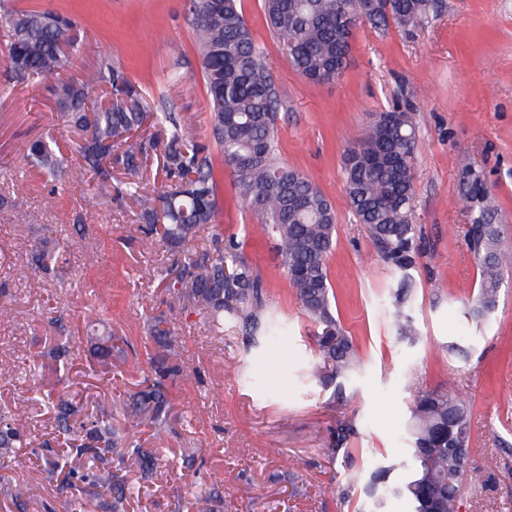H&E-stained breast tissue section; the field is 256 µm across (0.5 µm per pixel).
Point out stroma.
<instances>
[{"instance_id": "stroma-1", "label": "stroma", "mask_w": 512, "mask_h": 512, "mask_svg": "<svg viewBox=\"0 0 512 512\" xmlns=\"http://www.w3.org/2000/svg\"><path fill=\"white\" fill-rule=\"evenodd\" d=\"M243 12L283 93L278 120L281 159L300 169L336 211V246L328 264L334 314L362 361L343 404L329 403L313 375L311 321L303 314L272 246L246 233L255 217L234 199L222 169L225 232L245 234V251L260 271L285 332L272 347L247 350L232 324L215 334L204 309L175 310L172 323L186 375L173 389L182 417L168 438L159 488L141 489L134 512H168L162 487L178 488L184 512H196L184 449L204 459L224 485V512H355L344 502L350 479L404 457V430L418 393L453 389L471 407L470 489L461 512H512V272H505L497 307L481 324L468 302L479 272L467 246L469 219L459 204L460 170L483 169L489 195L507 226L512 251V0H442L422 28L389 25L357 30L348 66L337 81L313 84L283 56L268 30L261 0ZM51 9L73 18L71 62L25 84L11 83L0 54V410L27 415L32 442L54 437L51 415L32 404L48 385L33 358L50 338L48 321L68 322L77 350L70 377L83 397L116 398L139 373L134 359L115 360L111 373L88 368L86 322L102 314L116 333L140 343L143 322L163 297L165 247L146 237L130 197H111L71 164L64 190L27 164L29 140H64L52 115L58 79L81 80L109 55L122 58L133 82L192 117L199 139L212 143L206 87L193 40L190 0H0V15ZM408 108L415 114V196L412 218L424 252L411 271L409 314L416 343L399 341L391 290L396 274L346 201L342 155L374 113ZM25 213L30 226L18 224ZM42 240L64 244L55 272H29ZM94 250L97 261L83 257ZM352 419L350 458L329 462L328 429ZM30 449H17L9 478L28 483V512H43L54 483L40 474Z\"/></svg>"}]
</instances>
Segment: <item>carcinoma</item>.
I'll return each mask as SVG.
<instances>
[{"instance_id":"1","label":"carcinoma","mask_w":512,"mask_h":512,"mask_svg":"<svg viewBox=\"0 0 512 512\" xmlns=\"http://www.w3.org/2000/svg\"><path fill=\"white\" fill-rule=\"evenodd\" d=\"M190 12L219 156L199 142L190 119L162 112L148 100L128 79L118 57L101 59L82 82L56 83V120L67 129L71 157L98 189L112 194L113 172H121V190L136 200L142 231L169 247L170 280L163 289V303L171 310L177 305L205 309L219 333L224 332V321L233 320L246 345L258 348L280 335L282 328L271 318L266 286L245 252L244 240L217 230L202 249L189 248L201 230L216 227L217 171L227 166L237 201L256 216L259 233L274 242L303 311L321 328L314 336L322 356L315 376L323 388L332 389V402H344L346 387L360 370V358L353 338L344 334L333 314L328 259L336 242L335 210L306 174L278 156L275 135L283 94L240 0H191ZM436 12L434 0L263 4L266 26L279 49L295 71L316 84L330 72L339 77L345 71L357 15H364L372 28L385 30L392 22L422 26ZM9 23L11 80L25 82L70 63L60 50L62 41L71 48L76 44L69 17L49 9L17 10ZM94 87L105 89L108 103L90 100ZM415 140L412 112H385L360 138L361 156L349 149L343 159L348 204L398 276L394 328L401 341L411 344L418 340V332L401 308L411 297L410 270L421 255V229L412 222ZM154 153L162 159L164 178L160 187L148 191L140 187V179ZM26 157L53 182L50 193H55L68 163L56 141H29ZM460 189L480 272L469 315L481 321L497 306L504 270L512 267V252L502 246L499 224L491 223L499 213L484 187L483 171L464 167ZM60 259V252L42 245L33 252L31 267L46 274ZM50 326L53 344L39 352V367L60 382L73 364L71 336L60 317ZM145 335L152 347L147 372L120 402H100L89 414L68 391L38 401L53 414L56 432L69 440L67 447L56 448L48 440L31 447L23 417L0 413V469L8 466L15 449L29 447L46 477L59 480L53 498L43 504L44 512H84L85 499L94 501L98 512H129L135 494L129 473L138 474L143 483L158 480L164 442L181 420L171 387L185 365L166 313L150 318ZM87 340L93 372L112 368L116 354L137 353L134 344L116 335L112 324L100 316L88 321ZM142 427L152 431L154 447L147 448L136 438ZM408 431L409 456L369 473L359 486L358 512H390L395 501L405 502L408 512H459L467 483L458 475L455 454H466L470 447V405L452 389L423 391L411 410ZM355 435L352 420H336L329 428V462ZM0 487L17 512H27L26 484L0 475ZM195 505L197 512H223V485L210 482Z\"/></svg>"}]
</instances>
